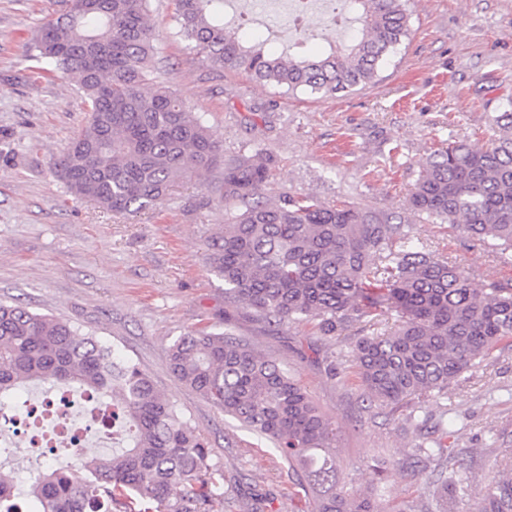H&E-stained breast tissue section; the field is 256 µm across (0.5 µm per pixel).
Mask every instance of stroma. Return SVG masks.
Instances as JSON below:
<instances>
[{"instance_id": "35a3bbf8", "label": "stroma", "mask_w": 512, "mask_h": 512, "mask_svg": "<svg viewBox=\"0 0 512 512\" xmlns=\"http://www.w3.org/2000/svg\"><path fill=\"white\" fill-rule=\"evenodd\" d=\"M65 0H0V301L79 326L137 364L195 427L208 463L224 475L223 512H246L251 493L268 512H309L294 475L266 441L183 384L167 349L187 331L226 324L255 349L296 371L336 432V459L353 487L391 460L390 504L415 495L405 461L422 420L443 422L452 448H478V468L455 512H472L496 465L512 467V347L435 401L396 413L368 407L351 372L350 338L318 336L309 323L271 330L241 306H225L208 244L234 212L221 171L178 183L152 209L116 214L67 192L55 164L88 120L71 81L39 79L29 46ZM411 34L377 81L346 97L280 90L203 61L174 33L172 0H150L157 34L152 78L202 116L225 156L261 151L273 166L264 196L310 195L325 203L408 218L415 240L465 265L475 282L512 279L491 250L458 229L411 216L409 195L448 139L488 145L493 120L512 108V0H408Z\"/></svg>"}]
</instances>
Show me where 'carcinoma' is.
<instances>
[{
	"instance_id": "carcinoma-1",
	"label": "carcinoma",
	"mask_w": 512,
	"mask_h": 512,
	"mask_svg": "<svg viewBox=\"0 0 512 512\" xmlns=\"http://www.w3.org/2000/svg\"><path fill=\"white\" fill-rule=\"evenodd\" d=\"M149 0H69L30 46L37 75L75 82L88 124L56 163L70 194L119 214L157 204L180 181H205L222 169L224 202L242 205L213 240L209 260L224 280V302L244 304L277 328L311 322L324 337L357 326L352 376L366 402L393 410L419 397H442L500 346H512V284L474 283L468 270L427 250L406 220L312 196L261 200L272 159L261 153L224 159L202 117L169 88H147L153 55ZM176 35L220 69L244 72L295 92L349 95L374 82L408 38L406 0H340L356 23L345 44L320 56L269 52L243 40L224 19V0H173ZM490 146L460 140L435 150L409 209L462 230L512 264V110L494 119ZM389 314L393 327L382 330ZM180 381L271 441L313 501L312 512H395L384 499V468L350 489L336 460V433L293 372L233 334L203 327L167 350ZM76 386L112 405L125 444L108 459L77 453L86 472L73 482L63 468L38 474L33 512H218L221 500L208 449L195 429L136 366L64 320L0 303V395L29 383ZM431 481L417 487L411 512H454L464 493L448 472L474 457L448 453L442 439L410 454ZM13 485L0 474V512H13ZM475 512H512V471L482 491Z\"/></svg>"
}]
</instances>
